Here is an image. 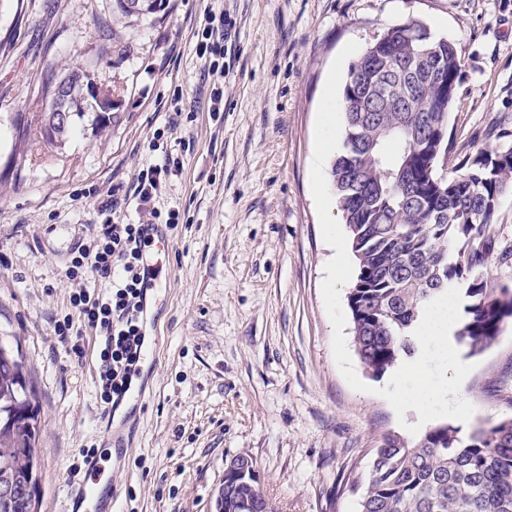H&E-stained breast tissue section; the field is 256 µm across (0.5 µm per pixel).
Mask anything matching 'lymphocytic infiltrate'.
<instances>
[{"label":"lymphocytic infiltrate","mask_w":512,"mask_h":512,"mask_svg":"<svg viewBox=\"0 0 512 512\" xmlns=\"http://www.w3.org/2000/svg\"><path fill=\"white\" fill-rule=\"evenodd\" d=\"M196 53L210 77L209 109H224V89L217 76L224 73V58L235 49L237 20L221 13L217 23L206 24L196 32ZM181 162L165 156L162 163L142 169L133 196L138 210H146L162 183ZM120 198L112 196L98 208L103 223L94 225L86 243L77 247L69 276L78 287L70 296V313L54 326L57 336H81L94 331L99 338L97 393L104 406L122 402L133 375L140 372V351L145 334L142 328V231L138 224L120 219ZM104 282V289L92 292L88 279Z\"/></svg>","instance_id":"1"}]
</instances>
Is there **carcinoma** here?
Masks as SVG:
<instances>
[{
	"mask_svg": "<svg viewBox=\"0 0 512 512\" xmlns=\"http://www.w3.org/2000/svg\"><path fill=\"white\" fill-rule=\"evenodd\" d=\"M167 0H113L120 16L149 17ZM434 48L427 59L419 46ZM73 87L67 102L81 117L87 70L66 73ZM460 64L453 45L426 35L415 39L396 25L351 67L343 88V148L331 179L358 275L347 296L354 343L364 368L377 377L417 345L413 335L426 303L457 287L465 316L455 336L471 353L499 337L512 318V291L485 275L497 252L490 229L500 196L512 188L508 146L480 149L458 170L437 174L449 153L448 90L457 88ZM392 81L412 97V111L397 112L379 84ZM72 123H51L33 113L22 136L62 143ZM499 253V252H497ZM512 260V249L499 253ZM40 412L17 350L0 342V484L14 486L0 497V512H37L36 436ZM359 512H512V416L468 438L448 425L411 441L387 435L375 449L366 477L355 479ZM249 496L259 512H274L255 484Z\"/></svg>",
	"mask_w": 512,
	"mask_h": 512,
	"instance_id": "cac0c4a2",
	"label": "carcinoma"
}]
</instances>
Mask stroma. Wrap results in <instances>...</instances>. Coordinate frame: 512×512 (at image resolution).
<instances>
[{
	"instance_id": "obj_1",
	"label": "stroma",
	"mask_w": 512,
	"mask_h": 512,
	"mask_svg": "<svg viewBox=\"0 0 512 512\" xmlns=\"http://www.w3.org/2000/svg\"><path fill=\"white\" fill-rule=\"evenodd\" d=\"M230 11L224 110L212 118L194 33ZM417 20L451 42L462 77L448 111L449 167L512 123V0H173L157 19L114 20L112 0H0V338L17 345L40 408L39 512H61L83 448L103 435L94 335L61 339L72 253L112 190L130 191L165 154L183 161L152 204L169 211L166 290L150 310L158 339L142 410L118 414L110 477L119 512H216L232 459L255 460L276 512H359L385 434H404L378 391L389 379L333 356L321 287L328 246L311 192L314 123L330 65ZM90 70L113 92L112 123L75 121L65 144L18 169L17 130L53 76ZM179 108H172V96ZM462 390L461 436L512 416V320L478 354Z\"/></svg>"
}]
</instances>
